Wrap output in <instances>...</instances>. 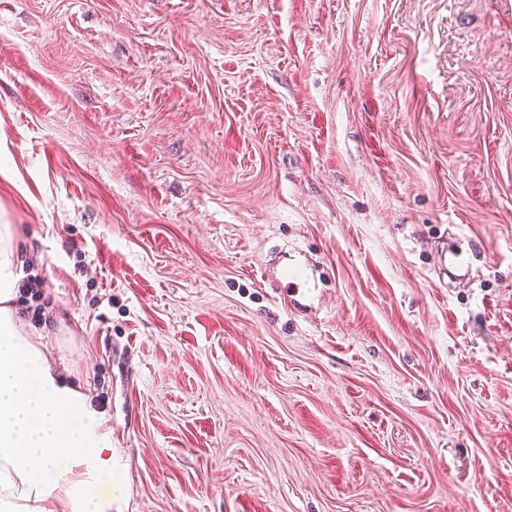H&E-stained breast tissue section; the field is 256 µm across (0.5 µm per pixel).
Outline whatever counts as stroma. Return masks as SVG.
<instances>
[{
	"label": "stroma",
	"mask_w": 512,
	"mask_h": 512,
	"mask_svg": "<svg viewBox=\"0 0 512 512\" xmlns=\"http://www.w3.org/2000/svg\"><path fill=\"white\" fill-rule=\"evenodd\" d=\"M0 224L112 512H512V0H0Z\"/></svg>",
	"instance_id": "stroma-1"
}]
</instances>
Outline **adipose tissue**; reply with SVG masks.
I'll return each instance as SVG.
<instances>
[{"label":"adipose tissue","instance_id":"obj_1","mask_svg":"<svg viewBox=\"0 0 512 512\" xmlns=\"http://www.w3.org/2000/svg\"><path fill=\"white\" fill-rule=\"evenodd\" d=\"M22 262L0 225V512H112V430L55 371L11 301Z\"/></svg>","mask_w":512,"mask_h":512}]
</instances>
